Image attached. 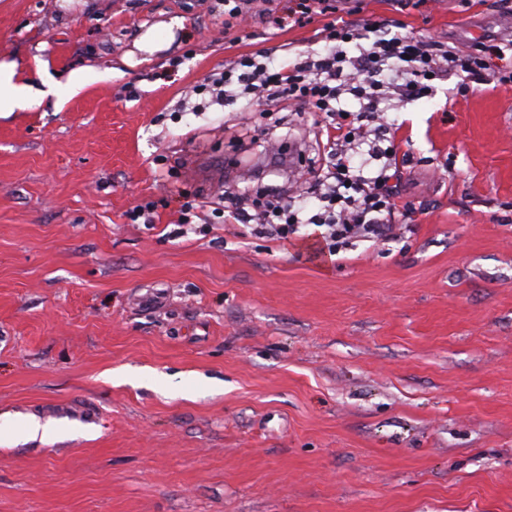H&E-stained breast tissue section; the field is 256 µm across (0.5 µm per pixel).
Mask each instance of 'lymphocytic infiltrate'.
I'll use <instances>...</instances> for the list:
<instances>
[{
	"label": "lymphocytic infiltrate",
	"mask_w": 512,
	"mask_h": 512,
	"mask_svg": "<svg viewBox=\"0 0 512 512\" xmlns=\"http://www.w3.org/2000/svg\"><path fill=\"white\" fill-rule=\"evenodd\" d=\"M357 29L348 25H333L326 36L331 46L324 56L298 61L278 69H269L256 56H243L212 74L198 86V93L210 94L212 101L241 96H254L268 107H280L293 101L309 111L333 113L341 95L358 100L374 101L383 88L385 68L397 67L404 78L402 91L409 96L428 93L429 76L458 67L474 75L486 66L487 47L476 44L461 57L448 55L436 45L409 35H394L377 39L369 50L359 56L347 57L344 43L359 39ZM333 183L327 184L325 199L343 200L340 211L304 216L288 210L279 201L268 202L261 217H251L245 210L231 205L228 219L242 224L258 222L268 227L271 236L288 241L299 227L312 225L320 230L319 237L329 255H337L348 240L355 236L373 239L384 231L383 213L394 212L397 200L390 184L391 174L380 169L375 176L352 173L344 156H337Z\"/></svg>",
	"instance_id": "obj_1"
}]
</instances>
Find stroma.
Segmentation results:
<instances>
[{
	"mask_svg": "<svg viewBox=\"0 0 512 512\" xmlns=\"http://www.w3.org/2000/svg\"><path fill=\"white\" fill-rule=\"evenodd\" d=\"M285 5L228 29L216 0H0V60L57 83L0 113V512H512V0H338L267 28ZM381 20L493 48L466 95L452 68L381 101L391 235L329 259L313 226L223 223L226 192L319 212L330 120L196 86Z\"/></svg>",
	"mask_w": 512,
	"mask_h": 512,
	"instance_id": "obj_1",
	"label": "stroma"
}]
</instances>
